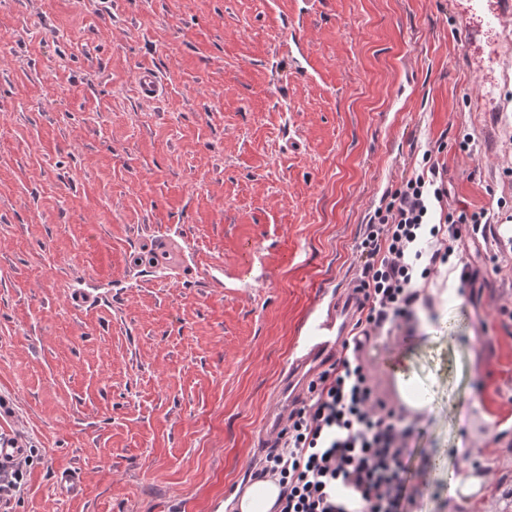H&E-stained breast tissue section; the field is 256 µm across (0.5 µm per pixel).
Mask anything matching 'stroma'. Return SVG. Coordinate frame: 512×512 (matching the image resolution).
Wrapping results in <instances>:
<instances>
[{"mask_svg":"<svg viewBox=\"0 0 512 512\" xmlns=\"http://www.w3.org/2000/svg\"><path fill=\"white\" fill-rule=\"evenodd\" d=\"M468 12L0 0V435L28 456L0 512H230L303 324L440 140L450 207L507 203L490 259L366 358L411 426L402 512H452L464 455L512 471V17L467 43Z\"/></svg>","mask_w":512,"mask_h":512,"instance_id":"obj_1","label":"stroma"}]
</instances>
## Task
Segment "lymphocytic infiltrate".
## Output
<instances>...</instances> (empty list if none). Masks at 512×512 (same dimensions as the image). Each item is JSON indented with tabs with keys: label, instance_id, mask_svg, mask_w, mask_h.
I'll return each mask as SVG.
<instances>
[{
	"label": "lymphocytic infiltrate",
	"instance_id": "lymphocytic-infiltrate-1",
	"mask_svg": "<svg viewBox=\"0 0 512 512\" xmlns=\"http://www.w3.org/2000/svg\"><path fill=\"white\" fill-rule=\"evenodd\" d=\"M496 217L491 207L449 208L444 168L428 152L419 172L383 196L357 245L361 315L256 472L280 487L275 512H401L409 432L375 396L362 356L414 313L421 286L441 266L469 285L463 254Z\"/></svg>",
	"mask_w": 512,
	"mask_h": 512
}]
</instances>
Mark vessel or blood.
Returning a JSON list of instances; mask_svg holds the SVG:
<instances>
[{"instance_id": "vessel-or-blood-1", "label": "vessel or blood", "mask_w": 512, "mask_h": 512, "mask_svg": "<svg viewBox=\"0 0 512 512\" xmlns=\"http://www.w3.org/2000/svg\"><path fill=\"white\" fill-rule=\"evenodd\" d=\"M360 299V293L353 290L337 293L327 308L318 309L306 320L302 340L282 377L274 407L260 434L259 447L276 446L289 406L304 400L316 372L333 362L337 338L356 316Z\"/></svg>"}]
</instances>
